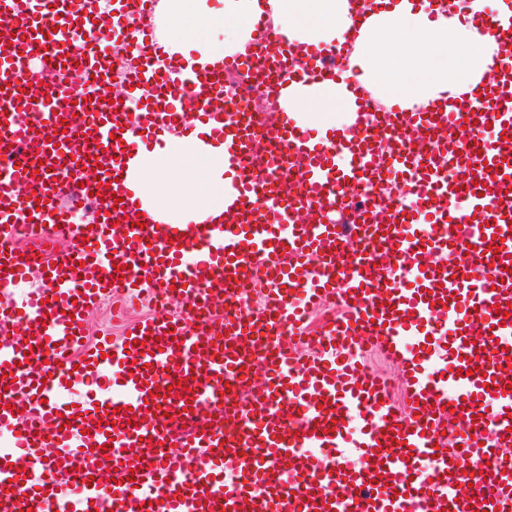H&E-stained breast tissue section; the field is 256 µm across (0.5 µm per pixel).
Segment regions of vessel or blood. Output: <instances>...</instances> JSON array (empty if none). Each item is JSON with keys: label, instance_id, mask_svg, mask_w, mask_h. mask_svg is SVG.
<instances>
[{"label": "vessel or blood", "instance_id": "vessel-or-blood-1", "mask_svg": "<svg viewBox=\"0 0 512 512\" xmlns=\"http://www.w3.org/2000/svg\"><path fill=\"white\" fill-rule=\"evenodd\" d=\"M155 6L0 0V431L15 439L0 512H512V58L449 103L364 108L318 139L226 111L224 71L341 85L343 61L309 51L295 65L264 32L246 58L192 65L147 37ZM470 22L512 45V15ZM116 48L135 61L133 114L100 98ZM75 57L91 76L78 90L63 78ZM401 121L450 135L418 148L397 139ZM172 132L225 144L224 220L166 224L135 200L129 161ZM262 138L273 149L257 166ZM294 166L301 191L285 199L277 177ZM390 178L409 197L339 223ZM89 201L95 221L76 223ZM61 231L69 249L49 252ZM38 252L44 286L16 300ZM159 297L188 316L153 311L87 343L101 304ZM331 304L340 314L309 331ZM373 352L396 365L401 397L368 371ZM105 377L111 390L65 399ZM235 388L251 401L225 403ZM172 411L192 421L177 437ZM470 458L492 469L477 498Z\"/></svg>", "mask_w": 512, "mask_h": 512}]
</instances>
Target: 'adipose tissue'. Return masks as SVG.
I'll list each match as a JSON object with an SVG mask.
<instances>
[{
	"label": "adipose tissue",
	"mask_w": 512,
	"mask_h": 512,
	"mask_svg": "<svg viewBox=\"0 0 512 512\" xmlns=\"http://www.w3.org/2000/svg\"><path fill=\"white\" fill-rule=\"evenodd\" d=\"M156 36L165 49L184 57L219 60L246 55L252 23L269 20L288 42L314 48L345 46L347 74L385 108L413 110L459 95L479 82L501 55L494 37L467 20L432 13L414 0H391L367 17L354 39L348 0H159ZM289 118L320 132L350 124L355 98L320 84L292 85L278 98ZM224 147L165 134L130 162V184L144 207L169 224H197L224 210Z\"/></svg>",
	"instance_id": "adipose-tissue-1"
}]
</instances>
